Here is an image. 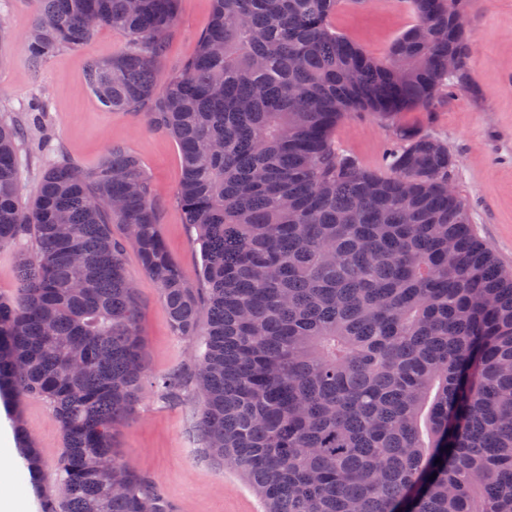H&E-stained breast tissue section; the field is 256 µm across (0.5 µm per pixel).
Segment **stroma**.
<instances>
[{
    "mask_svg": "<svg viewBox=\"0 0 512 512\" xmlns=\"http://www.w3.org/2000/svg\"><path fill=\"white\" fill-rule=\"evenodd\" d=\"M212 0H178L177 21L157 77L166 80L192 56L209 25ZM35 19L32 0H0V113L41 109L23 164V199H31L43 172L59 158L83 169L95 168L112 145L136 154L162 195L160 230L172 259L190 282L199 279L196 232L186 224L175 194L181 177L176 140L147 127L143 115L112 112L84 88L88 59H107L126 44L125 36L100 29L84 47L63 49L31 63L25 37ZM415 22L407 0H341L330 18L337 34L352 39L371 56L384 57L390 45ZM473 46L463 86L439 95L429 110L403 113L392 122L365 112L353 113L333 131L337 147L365 168L385 172V157L398 126L443 141L454 159L449 182L464 201L478 237L512 266V0H473L468 12ZM137 287L144 336L146 383L140 401L119 433L116 452L122 461L156 479L176 512H263L250 485L235 470L205 454L195 431L199 403L161 399L151 378L174 369H190L195 351L174 335L154 279L142 268L134 248L124 256ZM22 420L42 460L39 487L24 485L21 495L30 512H40L39 494L62 498L56 466L65 448L63 433L42 400L17 396L0 399V428Z\"/></svg>",
    "mask_w": 512,
    "mask_h": 512,
    "instance_id": "obj_1",
    "label": "stroma"
}]
</instances>
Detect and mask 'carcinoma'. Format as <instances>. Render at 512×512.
Wrapping results in <instances>:
<instances>
[{
	"label": "carcinoma",
	"mask_w": 512,
	"mask_h": 512,
	"mask_svg": "<svg viewBox=\"0 0 512 512\" xmlns=\"http://www.w3.org/2000/svg\"><path fill=\"white\" fill-rule=\"evenodd\" d=\"M34 2V63L103 27L125 35L84 86L176 139V202L202 252L192 285L157 187L119 145L92 171L57 162L23 203L30 116L0 115V248L35 245L17 260L20 297L0 298V396L44 400L66 445L64 500L42 496V512H174L114 451L145 373L129 245L195 345L193 374L153 387L199 397L205 453L265 512H512V268L448 187L443 142L402 128L379 174L332 139L353 112L395 119L462 85L472 0H407L415 24L382 59L332 31L339 0H213L162 85L177 0ZM15 429L35 486L37 450Z\"/></svg>",
	"instance_id": "obj_1"
}]
</instances>
